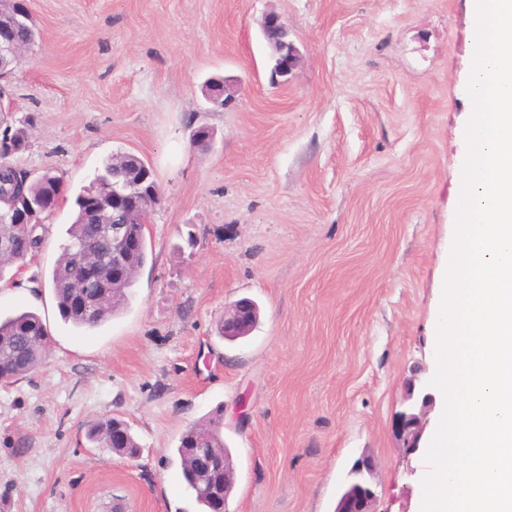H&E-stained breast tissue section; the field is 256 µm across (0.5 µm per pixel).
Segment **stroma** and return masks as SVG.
<instances>
[{
	"instance_id": "1",
	"label": "stroma",
	"mask_w": 512,
	"mask_h": 512,
	"mask_svg": "<svg viewBox=\"0 0 512 512\" xmlns=\"http://www.w3.org/2000/svg\"><path fill=\"white\" fill-rule=\"evenodd\" d=\"M40 39L0 81L15 161L65 192L0 317L38 313L45 364L0 385V512H200L176 454L223 408L226 512H334L362 455L377 512H419L425 448L395 434L436 371L433 326L455 239L472 0H29ZM299 51L270 85L262 16ZM239 79L234 105L204 81ZM212 129L205 151L193 128ZM148 162L163 200L148 260L102 326L65 323L51 276L74 201L112 154ZM260 309L237 341L224 308ZM119 417L142 452L84 437Z\"/></svg>"
}]
</instances>
